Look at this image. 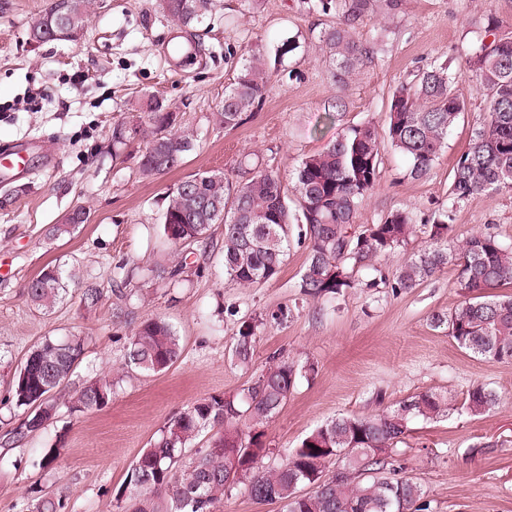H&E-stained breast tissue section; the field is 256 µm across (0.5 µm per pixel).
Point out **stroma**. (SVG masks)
I'll return each mask as SVG.
<instances>
[{"instance_id": "35a3bbf8", "label": "stroma", "mask_w": 512, "mask_h": 512, "mask_svg": "<svg viewBox=\"0 0 512 512\" xmlns=\"http://www.w3.org/2000/svg\"><path fill=\"white\" fill-rule=\"evenodd\" d=\"M48 4L0 0V154L29 141L49 143L57 153L51 166L30 155L28 185L0 183V512H30L45 493L61 497L65 512H119L115 488L165 421L198 398L238 392L280 351L314 363L316 373L298 380L268 424L272 447L294 448L341 414L368 415L420 392H439L456 410L411 424L396 447L402 476L424 486L429 512H512V363L474 357L457 347L447 327L431 322L432 314L464 299L455 268L407 293L358 285L316 301L297 288L307 248L295 245L276 279L242 288L224 277L223 227L216 224L211 246L196 254V270L178 287L139 281L118 294L112 283L119 262L178 261V249L160 231L170 186L210 170L235 175L246 152L291 181L302 158L349 127L383 125L393 90L428 64L456 57L485 10L495 9L512 30V0H397L393 6L379 0L360 32L368 39L382 27L387 37L375 64L345 87L332 81L318 41L336 17L308 10L302 0H258L251 7L220 0L211 19L187 28L168 21L158 0H96L80 40L30 42L28 29ZM175 34L195 43L192 64L172 56ZM290 41L294 50L283 53ZM251 43L294 77L277 83L241 127L227 131L212 114L237 75L228 53ZM456 90L467 110L433 170L411 178L408 161L384 147L379 182L360 206L359 224L379 223L395 210L429 224L446 205L453 165L484 107V94L470 79L459 78ZM150 95L193 126L197 142L178 168L144 179L138 159L145 140L113 155L112 124L138 118L142 98ZM328 111L337 118L327 127L322 116ZM80 206L89 211L88 222L48 239V228ZM452 224V244L486 226L512 239V192H489L461 206ZM49 264L61 267L67 288L46 312L30 303L25 285ZM90 284L102 292L92 309L81 301ZM281 309L291 310V318L267 322ZM154 315L176 328L182 356L157 375L127 369L132 331ZM247 319L261 327L253 361L244 367L231 349ZM77 333L86 338L84 355L56 395L55 415L37 434L11 440L24 418L10 399L13 373L45 337ZM102 374L114 382L109 405L72 411V394ZM478 385L494 389L500 403L475 418L460 406ZM58 443V458L41 466L45 450Z\"/></svg>"}]
</instances>
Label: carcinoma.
Wrapping results in <instances>:
<instances>
[{
    "label": "carcinoma",
    "instance_id": "carcinoma-1",
    "mask_svg": "<svg viewBox=\"0 0 512 512\" xmlns=\"http://www.w3.org/2000/svg\"><path fill=\"white\" fill-rule=\"evenodd\" d=\"M163 13L179 26L200 23L219 0H159ZM308 9L337 17L319 36L332 80L341 87L377 59V39L359 34L363 18L374 13V0H305ZM92 0H52L29 30L37 42L59 41V26L83 32ZM483 35L461 47L462 74L486 91V105L473 128L468 147L457 157L448 189V206L431 224L416 226L405 211H394L377 224L358 229L359 207L375 188L381 149L388 144L410 162V176H427L447 147L448 134L467 104L454 84L457 74L448 65L418 71L393 93L385 116L384 133L367 122L327 141L302 159L293 184L281 174L253 162L240 161L241 178L223 171L198 173L171 188L162 216L163 236L184 251L207 248L209 230L224 225L221 251L224 277L243 286L267 283L281 272L292 239L307 244L308 254L297 284L299 293L313 300L334 298L354 286V270L369 271L368 288L379 285L393 293L410 291L443 271L456 268V285L465 300L446 314H434V326L445 325L457 346L486 362L512 361V292L486 294L490 288L512 289V243L488 230L476 231L448 249L453 212L489 191H512V31L489 9L482 18ZM282 80L271 69L263 46L250 45L240 56L238 74L224 90L214 113L226 130L237 128ZM146 121L113 122L112 147L119 151L138 136L147 146L138 162L144 178L166 174L180 166L195 145L193 128L171 122L163 100L149 96L142 105ZM293 193L296 213L288 206ZM80 221L56 224L48 236L58 239L86 223L89 212L73 210ZM427 245L403 258L393 276L377 261L404 247L414 233ZM188 263L156 265L148 276L176 285ZM63 270L45 266L26 284L30 302L52 307L65 291ZM257 326L244 321L234 337L232 355L242 366L252 362ZM85 339L44 338L34 345L14 372L10 394L15 406L28 411L15 434L23 438L43 429L55 413L54 394L74 370ZM180 337L173 325L155 316L133 330L125 366L159 374L181 357ZM315 372L283 353L270 358L247 388L236 395L202 397L170 417L149 447L137 458L115 500L121 512H217L224 496L242 483L256 501L278 502L283 512H427L423 485L394 477V451L417 419L434 420L454 410L448 398L424 392L369 416L343 415L312 430L294 448L280 450L267 441L265 426L280 412L297 381ZM113 394L112 379L104 376L72 397L77 412L100 411ZM497 404L493 391L477 386L462 404L480 417ZM206 446L187 457L196 441ZM281 462L263 466L265 458ZM336 462V472L326 474ZM305 487L311 491L302 493ZM60 497L45 495L32 512H64Z\"/></svg>",
    "mask_w": 512,
    "mask_h": 512
}]
</instances>
